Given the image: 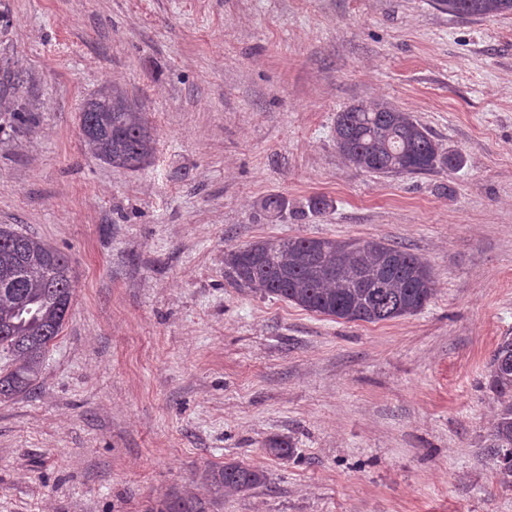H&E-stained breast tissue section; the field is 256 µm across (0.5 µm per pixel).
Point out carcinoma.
<instances>
[{
    "label": "carcinoma",
    "instance_id": "1",
    "mask_svg": "<svg viewBox=\"0 0 512 512\" xmlns=\"http://www.w3.org/2000/svg\"><path fill=\"white\" fill-rule=\"evenodd\" d=\"M451 13L486 17L512 13V0H439ZM80 131L92 156L115 168L137 171L155 159L157 136L142 105L118 85L88 98ZM336 150L370 173L418 175L451 169L462 157L443 148L413 117L387 105H353L337 113ZM261 208L275 216L288 209L281 195ZM232 283L344 320L377 323L415 314L434 297L428 265L407 249L377 240L291 237L246 243L224 257ZM74 275L67 256L46 241L0 224V350L11 357L0 373V398L27 395L48 346L69 312ZM489 387L500 410L486 444L503 479L512 478V337L498 343L489 363ZM211 497L168 493L157 512H210L224 495L267 484L265 471L239 462L205 469Z\"/></svg>",
    "mask_w": 512,
    "mask_h": 512
}]
</instances>
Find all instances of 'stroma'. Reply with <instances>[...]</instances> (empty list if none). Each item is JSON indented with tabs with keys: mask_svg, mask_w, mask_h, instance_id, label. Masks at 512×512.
I'll return each instance as SVG.
<instances>
[{
	"mask_svg": "<svg viewBox=\"0 0 512 512\" xmlns=\"http://www.w3.org/2000/svg\"><path fill=\"white\" fill-rule=\"evenodd\" d=\"M23 84H13V74ZM122 83L156 128L138 171L79 114ZM411 112L459 168L345 162L338 112ZM35 104L17 129L13 114ZM289 202L276 219L262 200ZM321 196L328 208L307 209ZM0 224L74 270L34 393L0 401V512H151L210 465L267 485L220 512H512L484 453L512 336V13L436 0H0ZM375 238L430 266L417 314L344 322L234 287L257 239ZM290 441L293 457L269 454ZM438 2L442 8L448 9V12L470 17L512 13V0H439Z\"/></svg>",
	"mask_w": 512,
	"mask_h": 512,
	"instance_id": "obj_1",
	"label": "stroma"
}]
</instances>
